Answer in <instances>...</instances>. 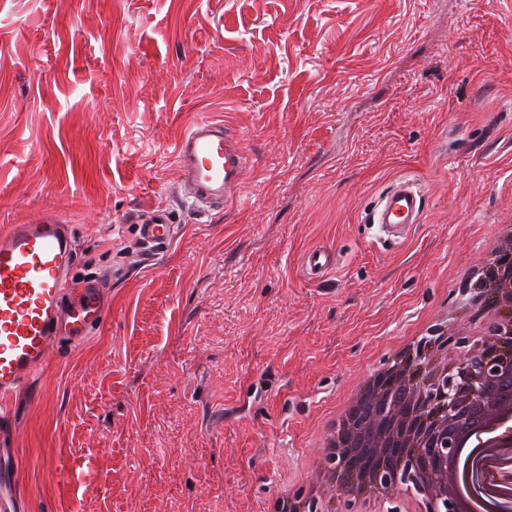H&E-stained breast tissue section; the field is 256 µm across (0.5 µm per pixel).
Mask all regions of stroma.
<instances>
[{
	"instance_id": "1",
	"label": "stroma",
	"mask_w": 512,
	"mask_h": 512,
	"mask_svg": "<svg viewBox=\"0 0 512 512\" xmlns=\"http://www.w3.org/2000/svg\"><path fill=\"white\" fill-rule=\"evenodd\" d=\"M203 118L251 158L205 216L172 157ZM400 177L428 210L385 248L361 218ZM155 208L188 231L143 265ZM44 211L109 306L16 405L31 512H272L384 351L448 299L469 332L512 225V0H0V232ZM304 264L309 274L322 277L336 268V253L332 249L309 251L304 257ZM512 266L508 263L498 265L493 278H489L486 274L484 265L473 266L466 274L465 281L473 288H497L501 280H511Z\"/></svg>"
}]
</instances>
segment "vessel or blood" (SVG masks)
Here are the masks:
<instances>
[{
	"mask_svg": "<svg viewBox=\"0 0 512 512\" xmlns=\"http://www.w3.org/2000/svg\"><path fill=\"white\" fill-rule=\"evenodd\" d=\"M173 157L188 186L186 206L205 213L240 201L249 165L244 140L227 121H195L174 142ZM427 197L416 181L402 178L365 214L379 232L407 231L423 223ZM184 232L163 209L139 226L146 260H155ZM76 245L67 216L44 213L0 232V512H27L21 491L22 462L12 443L15 400L33 391L50 363L53 348L84 345L106 315L105 288L97 280L72 277ZM309 274L321 277L336 267L330 249L309 251Z\"/></svg>",
	"mask_w": 512,
	"mask_h": 512,
	"instance_id": "1",
	"label": "vessel or blood"
}]
</instances>
